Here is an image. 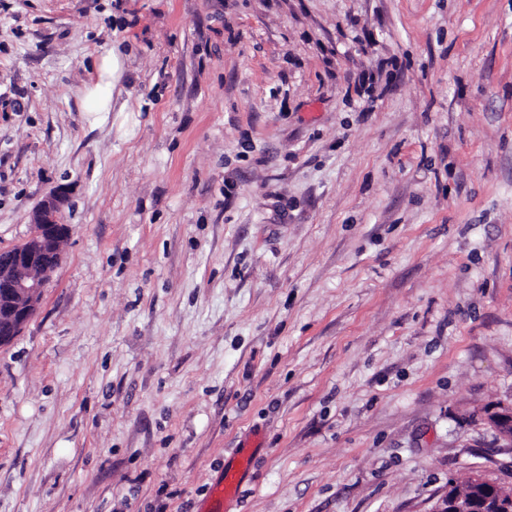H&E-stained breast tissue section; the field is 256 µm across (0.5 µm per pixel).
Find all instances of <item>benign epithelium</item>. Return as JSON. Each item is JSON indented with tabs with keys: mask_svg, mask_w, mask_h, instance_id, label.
<instances>
[{
	"mask_svg": "<svg viewBox=\"0 0 512 512\" xmlns=\"http://www.w3.org/2000/svg\"><path fill=\"white\" fill-rule=\"evenodd\" d=\"M64 191L50 193L38 206L27 239L9 250H0V348L19 336L37 311L43 288L59 266L60 245L68 232ZM485 422L503 448L512 449V407L489 412ZM455 480L435 498L429 512H512V494L482 473L470 475L467 492H455Z\"/></svg>",
	"mask_w": 512,
	"mask_h": 512,
	"instance_id": "7a95c632",
	"label": "benign epithelium"
}]
</instances>
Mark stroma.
Listing matches in <instances>:
<instances>
[{
    "label": "stroma",
    "instance_id": "stroma-1",
    "mask_svg": "<svg viewBox=\"0 0 512 512\" xmlns=\"http://www.w3.org/2000/svg\"><path fill=\"white\" fill-rule=\"evenodd\" d=\"M112 109L85 90L107 51ZM0 512H429L512 406V0H0ZM64 191L50 193L38 206L27 239L0 250V348L19 336L37 311L43 288L59 266L60 245L68 232Z\"/></svg>",
    "mask_w": 512,
    "mask_h": 512
}]
</instances>
